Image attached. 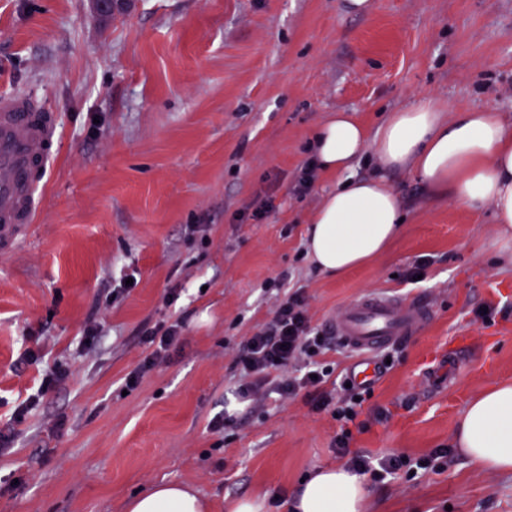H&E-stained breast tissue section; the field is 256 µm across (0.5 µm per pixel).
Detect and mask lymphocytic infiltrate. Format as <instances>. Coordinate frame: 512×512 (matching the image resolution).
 <instances>
[{"label": "lymphocytic infiltrate", "instance_id": "1", "mask_svg": "<svg viewBox=\"0 0 512 512\" xmlns=\"http://www.w3.org/2000/svg\"><path fill=\"white\" fill-rule=\"evenodd\" d=\"M183 327V320L178 319L139 328L138 343L147 354L126 375L127 389L137 388L144 373L167 361L170 349L181 338ZM332 345L327 331L312 326L303 289L289 293L276 306L264 327L246 340L236 357L242 373V381L234 392L236 400L256 405L272 395L283 400L303 396L311 411L336 416L339 429L332 441L333 450L346 458L349 469L370 475L374 481L380 482L401 472L412 478L422 471L438 470L440 461L449 455L448 449L438 448L415 459L406 455L376 459L351 454L354 432L368 427L360 415L364 401L372 397L374 388L355 381L347 386L330 385L334 369L323 362L322 357Z\"/></svg>", "mask_w": 512, "mask_h": 512}]
</instances>
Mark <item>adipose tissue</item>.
<instances>
[{"label":"adipose tissue","instance_id":"obj_1","mask_svg":"<svg viewBox=\"0 0 512 512\" xmlns=\"http://www.w3.org/2000/svg\"><path fill=\"white\" fill-rule=\"evenodd\" d=\"M313 145L318 167L340 178L310 220L305 246L318 269L339 276L380 256L399 234L402 204L389 174L412 172L427 193L473 208L491 205L499 250L512 262V124L491 109L452 113L439 97L425 95L389 113L375 133L346 112L328 118ZM381 168L378 177L351 170L365 149ZM452 445L480 468L512 473V382L494 385L459 418ZM362 476L324 467L297 489L293 512H363ZM193 486L159 483L128 499L125 512H208Z\"/></svg>","mask_w":512,"mask_h":512}]
</instances>
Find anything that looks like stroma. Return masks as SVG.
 <instances>
[{
	"mask_svg": "<svg viewBox=\"0 0 512 512\" xmlns=\"http://www.w3.org/2000/svg\"><path fill=\"white\" fill-rule=\"evenodd\" d=\"M371 3L357 14L348 0H127L105 21L88 0H0V96L27 95L59 133L36 223L0 247V428L39 384L26 349L71 370L0 454V512H123L162 482L193 485L212 512L256 494L266 512H290L302 479L339 464L338 424L300 397L250 410L233 391L241 342L292 288L318 328L366 292L434 311L364 405L389 419L355 433L352 450L450 448L468 402L512 381V267L492 207L394 173L405 220L383 255L339 277L307 256L308 224L337 181L317 175L301 194L295 177L331 114L373 132L429 94L512 123V0ZM267 197L262 221L240 219ZM424 254V280L407 282ZM127 274L136 286L105 306ZM484 304L497 308L488 327L471 316ZM93 311L104 338L88 352ZM167 318L183 319L180 342L126 390L144 357L139 327ZM226 409L237 423L211 430ZM368 487L366 512H512V475L457 452L437 472Z\"/></svg>",
	"mask_w": 512,
	"mask_h": 512,
	"instance_id": "1",
	"label": "stroma"
}]
</instances>
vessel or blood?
Listing matches in <instances>:
<instances>
[{
  "label": "vessel or blood",
  "instance_id": "1",
  "mask_svg": "<svg viewBox=\"0 0 512 512\" xmlns=\"http://www.w3.org/2000/svg\"><path fill=\"white\" fill-rule=\"evenodd\" d=\"M58 142L53 113L37 111L22 96L0 97V240L36 221L34 192ZM433 318L424 303L383 292L346 302L328 327L355 355L357 381L376 380L375 357L414 335Z\"/></svg>",
  "mask_w": 512,
  "mask_h": 512
}]
</instances>
